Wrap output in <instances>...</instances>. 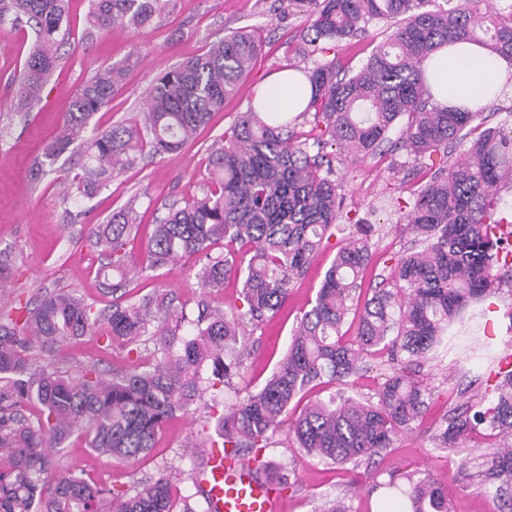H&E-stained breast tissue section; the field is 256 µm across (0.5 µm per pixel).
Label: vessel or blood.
I'll return each mask as SVG.
<instances>
[{
	"instance_id": "vessel-or-blood-1",
	"label": "vessel or blood",
	"mask_w": 512,
	"mask_h": 512,
	"mask_svg": "<svg viewBox=\"0 0 512 512\" xmlns=\"http://www.w3.org/2000/svg\"><path fill=\"white\" fill-rule=\"evenodd\" d=\"M199 480L210 512H279L277 492L251 482L244 469L225 461L221 449H212Z\"/></svg>"
}]
</instances>
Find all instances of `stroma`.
Masks as SVG:
<instances>
[{
	"label": "stroma",
	"instance_id": "obj_1",
	"mask_svg": "<svg viewBox=\"0 0 512 512\" xmlns=\"http://www.w3.org/2000/svg\"><path fill=\"white\" fill-rule=\"evenodd\" d=\"M90 7V0H70L72 36L58 51L59 65L40 102L28 112L14 111L13 98L15 80L35 33L28 26L0 25V265L6 268L0 280L2 307L18 295L27 299L71 290L89 301L100 300L97 272L106 259L88 237L90 225L106 223L130 203L143 223L152 224L164 217L172 203L201 194L210 179L207 147L248 109L250 89L287 68L308 72L332 60L359 68L388 35L383 24L375 23L353 40L327 42L317 53L303 56L294 51L293 35L304 17L288 0H171L168 13L158 23L135 30L116 28L89 40L85 37V17ZM235 30L258 36L262 54L243 91L213 112L208 125L179 153L138 157L91 197L71 184L87 161L84 140L75 142L55 162H47L44 147L56 135L62 113L90 71L123 62L129 53L137 55L123 86L93 116L86 138L137 119L146 90L162 72L203 54L213 41ZM335 168L344 197L343 223L377 228L372 238L373 258L364 273L366 285L371 286L388 275L410 238L399 220L396 199L408 197L415 184L411 166L405 155L397 154L361 162L338 157ZM340 245V237L330 239L304 279L292 286L281 311L254 332L247 361V378L253 387H260L284 356L297 316L314 301ZM201 264L197 255L180 258L166 268L133 279L130 293L140 298L164 292L185 304L188 315H196L195 299L201 293L196 273ZM511 303L512 287L506 285L483 303L488 323L481 331L482 339L504 357L512 354V333L507 332L504 317ZM53 362L72 374L85 365L109 374L125 368L128 359L126 350L107 349L104 337L95 333L79 344L63 345ZM418 377L432 390L422 422L398 433L392 447L371 461L336 467L312 459L296 447L275 444L263 450L260 461L285 464L297 478L296 484L282 493L283 512H319L323 502L334 497L346 499L353 512H368L381 497L375 484L393 480L402 485L407 478L428 475L447 487L457 512H496V502L460 466L464 457L471 464H479L486 445L484 437L474 434L459 455L437 448L433 441L448 410L489 404L496 379L490 376L485 359L471 341L463 339L447 356L422 365ZM204 414L199 402L177 414L159 433L155 448L132 464L98 457L77 439L67 456L94 482L131 490L166 463L190 467L182 445Z\"/></svg>",
	"mask_w": 512,
	"mask_h": 512
}]
</instances>
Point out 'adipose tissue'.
<instances>
[{
  "label": "adipose tissue",
  "instance_id": "obj_1",
  "mask_svg": "<svg viewBox=\"0 0 512 512\" xmlns=\"http://www.w3.org/2000/svg\"><path fill=\"white\" fill-rule=\"evenodd\" d=\"M425 75L437 102L475 112L512 85V60L489 54L478 44L461 42L433 53L425 64ZM310 97L305 73L286 69L258 85L255 101L269 112L296 114L305 110Z\"/></svg>",
  "mask_w": 512,
  "mask_h": 512
}]
</instances>
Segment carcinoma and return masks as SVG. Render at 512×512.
Instances as JSON below:
<instances>
[{
    "label": "carcinoma",
    "mask_w": 512,
    "mask_h": 512,
    "mask_svg": "<svg viewBox=\"0 0 512 512\" xmlns=\"http://www.w3.org/2000/svg\"><path fill=\"white\" fill-rule=\"evenodd\" d=\"M305 15L295 51L309 55L321 42L352 39L374 22L393 31L353 72L340 62L318 64L308 73L317 145L331 143L346 156L365 160L391 141L412 167L431 166L430 179L411 194L402 214L410 246L390 275L371 288L363 310L348 320L361 291L360 273L369 262L374 227L339 223L341 194L333 160L309 153L288 130L284 114L242 113L209 146L216 173L203 196L168 208L134 257L140 225L129 206L89 237L102 248L105 269L116 273L112 303L96 311L67 292L36 304L16 298L0 311V512H174L172 481L199 487L204 454L221 448L227 460L244 449L269 447L295 399L321 384L345 383L377 356L386 365L373 398L344 393L309 401L288 424L292 442L325 463L344 466L371 460L392 447L397 433L419 418L429 388L412 378L422 360L448 351L455 328L478 323L484 297L512 285V273L496 269L503 240L497 233L512 216L500 192L512 190V134L504 126L484 130L478 112L458 111L434 101L424 64L444 45L474 41L512 60V0H465L461 8H429L435 0H294ZM166 0H91L86 38L114 28L149 24ZM67 0H0V24L10 20L37 31L16 93L28 109L56 67L65 37ZM260 52L247 31H232L208 50L167 70L146 92L141 120L115 126L90 143V161L77 176L88 193L131 161L132 153L175 154L207 124L210 115L237 94ZM125 67L97 69L85 78L62 116L60 135L45 152L53 162L86 131L124 79ZM401 133L390 140L396 126ZM463 155L452 163H430L436 153ZM347 233L324 275L314 302L302 313L288 351L265 383L218 410L220 396L235 388L250 355L246 328L261 325L288 300L326 243ZM246 243L249 251L214 256L212 245ZM186 254L206 262L197 272L204 293L240 280L242 308L227 314L202 297L198 315L166 293L137 300L123 290L132 279L169 266ZM355 327L344 339L343 328ZM101 329L108 346L118 342L136 357L127 369L107 377L85 366L71 377L47 357L63 343H75ZM154 346L153 360L141 351ZM494 397L481 410L448 411L435 433L439 448L456 451L479 428L505 440L485 448L482 469L470 474L512 512V369L497 361ZM210 395L211 405L187 443L198 448L188 470L167 466L134 491L84 478L67 448L75 437L91 452L132 463L154 447L162 424ZM251 476L282 491L293 485L283 465L265 463ZM376 503L379 512L396 498L407 512H453L447 489L430 477L409 480Z\"/></svg>",
    "instance_id": "1"
}]
</instances>
